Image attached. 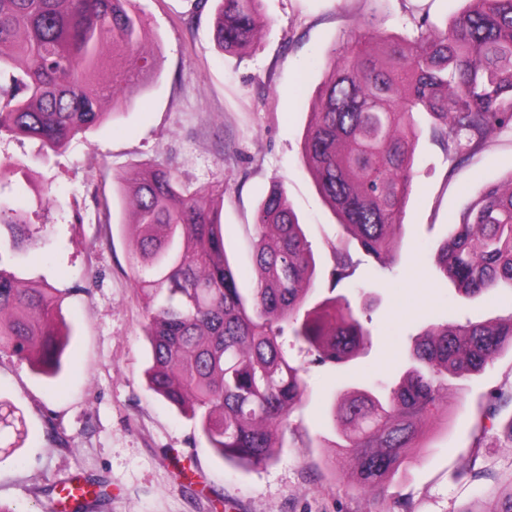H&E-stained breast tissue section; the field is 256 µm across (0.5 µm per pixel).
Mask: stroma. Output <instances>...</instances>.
Here are the masks:
<instances>
[{
	"label": "stroma",
	"instance_id": "obj_1",
	"mask_svg": "<svg viewBox=\"0 0 512 512\" xmlns=\"http://www.w3.org/2000/svg\"><path fill=\"white\" fill-rule=\"evenodd\" d=\"M149 31L155 72L126 95L124 115L76 136L57 154L38 142L0 136V159L25 174L0 181V198L28 206L44 231L22 275L57 288L73 328L55 378L36 376L0 353V503L49 512L50 485L75 475L109 483L108 512H462L492 508L512 488V404L493 426L481 411L493 392L512 390V351L477 375L448 383L441 420L384 491L361 487L335 439L328 409L338 392L388 380L410 338L430 323L495 324L512 318V288L467 298L439 269L437 250L488 184L512 178V132L492 133L467 160H453L425 115L414 178L391 268L358 247V267L334 292L371 317L373 343L339 370L310 369L284 446L262 469L225 462L194 423L149 387L146 297L135 288L119 176L146 165L172 171L189 190L223 184L224 242L243 288L255 285L254 222L261 199L281 185L317 264L315 293L341 244L337 217L302 157L317 90L340 65L373 0H263L260 34L231 53L213 41V8L196 0H132ZM466 0H390L381 28L410 35L414 16L446 28Z\"/></svg>",
	"mask_w": 512,
	"mask_h": 512
}]
</instances>
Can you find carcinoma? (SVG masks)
<instances>
[{
  "label": "carcinoma",
  "instance_id": "cac0c4a2",
  "mask_svg": "<svg viewBox=\"0 0 512 512\" xmlns=\"http://www.w3.org/2000/svg\"><path fill=\"white\" fill-rule=\"evenodd\" d=\"M130 0H0V134L39 141L44 152L120 113L117 92L139 86L156 67L141 52L144 19ZM443 32L422 15L411 36L386 54L373 17L343 67L318 89L302 154L339 227L378 259L392 254L414 159V113L432 137L464 161L488 135L512 131V0H468ZM262 0H214V41L232 52L258 35ZM112 65V112L100 111L96 73ZM135 210L136 287L149 298L146 336L150 389L199 425L209 447L238 467L274 460L307 385L302 372L354 359L370 331L344 296L308 306L316 262L285 191L275 185L255 221L256 287L244 292L230 264L221 215L224 187L192 193L169 170L119 178ZM43 231L28 210L0 200V353L38 375L62 367L57 291L23 282L22 244ZM448 278L475 298L512 286V187L490 186L471 203L439 250ZM353 275L348 250H336L331 288ZM307 360L297 362L285 344ZM512 349V318L499 324L430 327L412 345L400 381L346 391L330 416L357 476L374 488L418 447L419 424L442 414L448 377L476 374ZM57 512H101L107 483L59 482Z\"/></svg>",
  "mask_w": 512,
  "mask_h": 512
}]
</instances>
